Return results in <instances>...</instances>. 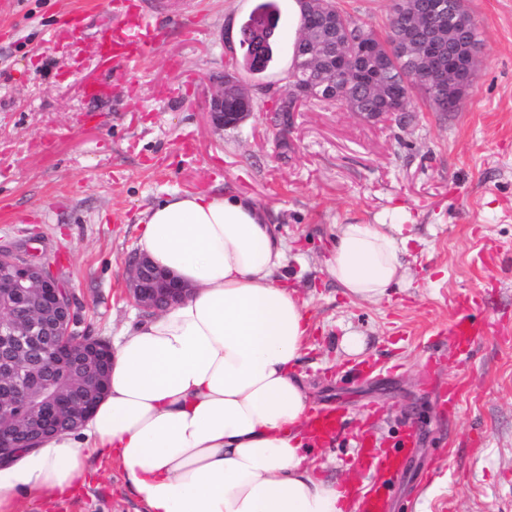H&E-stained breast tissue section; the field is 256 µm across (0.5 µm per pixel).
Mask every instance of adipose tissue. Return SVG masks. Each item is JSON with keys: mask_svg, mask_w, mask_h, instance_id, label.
<instances>
[{"mask_svg": "<svg viewBox=\"0 0 512 512\" xmlns=\"http://www.w3.org/2000/svg\"><path fill=\"white\" fill-rule=\"evenodd\" d=\"M138 247L190 290L125 327L106 396L76 431L0 466V512L88 485L107 451L145 512H346L341 483L309 459L298 366L311 323L279 279L286 243L237 195L173 193L147 209ZM399 218L342 224L327 271L354 300L401 285Z\"/></svg>", "mask_w": 512, "mask_h": 512, "instance_id": "adipose-tissue-1", "label": "adipose tissue"}]
</instances>
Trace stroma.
Here are the masks:
<instances>
[{
	"instance_id": "stroma-1",
	"label": "stroma",
	"mask_w": 512,
	"mask_h": 512,
	"mask_svg": "<svg viewBox=\"0 0 512 512\" xmlns=\"http://www.w3.org/2000/svg\"><path fill=\"white\" fill-rule=\"evenodd\" d=\"M152 2L159 45L121 76L97 49L99 29L121 20L106 0H14L0 13V244L38 248L90 331L114 342L143 317L123 294L142 212L173 192L251 198L289 246L284 274L312 322L300 365L309 405L345 414L311 451L321 476L368 483L350 465L357 430L389 442L411 425L417 446L391 512H512V0H465L482 45L459 111L418 99L402 119L369 123L313 102L283 131L259 94L221 133L208 100L242 55L223 35L255 0ZM279 5L273 82L299 31L293 0ZM66 16L78 33L53 38ZM91 84L101 90L89 96ZM392 213L413 226L406 280L381 301L349 299L326 268L337 227ZM464 295L483 331L468 357L443 345ZM349 331L384 373L347 378ZM451 379L464 394L448 408L435 386ZM90 467L89 486L27 512H143L111 460Z\"/></svg>"
}]
</instances>
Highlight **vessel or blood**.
I'll return each mask as SVG.
<instances>
[{
  "label": "vessel or blood",
  "mask_w": 512,
  "mask_h": 512,
  "mask_svg": "<svg viewBox=\"0 0 512 512\" xmlns=\"http://www.w3.org/2000/svg\"><path fill=\"white\" fill-rule=\"evenodd\" d=\"M124 15L123 28H106L99 34L101 58L112 61L116 66H126L143 58L157 44L156 28L139 4L134 2L128 5ZM448 336L457 353L465 355L472 351L479 330L470 312L458 313L450 320ZM341 419V413L335 411L311 413L309 428L315 445L330 443L338 431ZM356 446V464L362 469L372 471L374 478L368 486L354 495V504L358 512H388L395 477L411 453L414 434L409 430L399 432L392 450L383 454L376 451L372 437L366 433L357 435Z\"/></svg>",
  "instance_id": "obj_1"
}]
</instances>
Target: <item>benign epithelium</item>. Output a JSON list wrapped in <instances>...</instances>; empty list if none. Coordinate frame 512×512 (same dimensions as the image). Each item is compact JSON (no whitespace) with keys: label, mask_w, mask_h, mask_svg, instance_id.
I'll return each mask as SVG.
<instances>
[{"label":"benign epithelium","mask_w":512,"mask_h":512,"mask_svg":"<svg viewBox=\"0 0 512 512\" xmlns=\"http://www.w3.org/2000/svg\"><path fill=\"white\" fill-rule=\"evenodd\" d=\"M303 31L317 27L318 14L334 8V0H297ZM403 46L414 48L422 59L420 80L431 85L438 103L454 110L472 86L478 53L462 63L449 42L448 27L459 22L449 14L448 25H438L434 15L447 12L442 0L392 6ZM274 34L262 21L244 34L252 47L262 48ZM349 58L335 53L319 78L288 77L287 91L303 103L331 93L329 76L348 70ZM254 98L237 77L227 73L211 94L209 114L215 129L238 127L253 112ZM127 299L146 314L155 315L184 300L189 288L155 268L139 253L129 257L126 269ZM75 313L71 290L47 272L35 250L0 247V459L19 448H33L44 439L77 430L103 397L102 374L110 353L104 339L70 340Z\"/></svg>","instance_id":"7a95c632"}]
</instances>
